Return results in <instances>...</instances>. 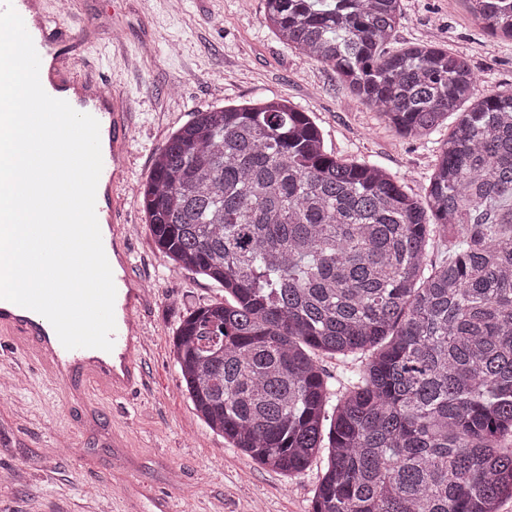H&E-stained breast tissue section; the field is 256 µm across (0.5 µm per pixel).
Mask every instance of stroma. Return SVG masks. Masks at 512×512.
Here are the masks:
<instances>
[{"instance_id": "obj_1", "label": "stroma", "mask_w": 512, "mask_h": 512, "mask_svg": "<svg viewBox=\"0 0 512 512\" xmlns=\"http://www.w3.org/2000/svg\"><path fill=\"white\" fill-rule=\"evenodd\" d=\"M66 42L86 69L128 102L131 185L124 220L133 271L150 288L143 310L146 373L112 398L54 385L22 343L0 342V512H312L322 468L296 477L229 445L197 415L181 382L174 339L186 313L223 300V288L158 250L138 194L156 153L195 113L283 98L311 112L328 151L378 164L424 197L448 136L405 138L338 81L288 49L264 21V0H70ZM388 45L447 46L467 58L481 93L512 89V45L484 34L465 0H402Z\"/></svg>"}]
</instances>
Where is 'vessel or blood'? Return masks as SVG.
I'll list each match as a JSON object with an SVG mask.
<instances>
[{
    "instance_id": "vessel-or-blood-1",
    "label": "vessel or blood",
    "mask_w": 512,
    "mask_h": 512,
    "mask_svg": "<svg viewBox=\"0 0 512 512\" xmlns=\"http://www.w3.org/2000/svg\"><path fill=\"white\" fill-rule=\"evenodd\" d=\"M37 2L12 0L40 56L43 89L49 94L76 90V111L92 115L100 124L103 168L96 191V215L99 223L108 225L112 233L107 259L116 287L114 347L109 352L95 348L66 349L59 338L50 337L46 318L6 300H0V336L18 337L47 368L54 383L70 387L93 384L111 395H121L137 388L144 376L140 357L145 296L141 280L133 273L124 226L118 220L129 182L128 114L125 105L115 104L112 93L98 79L80 73L76 59L61 51L59 32L71 28L72 18L58 12L52 19H45L38 13Z\"/></svg>"
}]
</instances>
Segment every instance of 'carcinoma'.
I'll return each mask as SVG.
<instances>
[{
	"label": "carcinoma",
	"mask_w": 512,
	"mask_h": 512,
	"mask_svg": "<svg viewBox=\"0 0 512 512\" xmlns=\"http://www.w3.org/2000/svg\"><path fill=\"white\" fill-rule=\"evenodd\" d=\"M468 2L512 42V0ZM402 18L401 0H264L288 48L399 134L457 115L424 198L269 98L196 113L142 205L159 250L228 295L175 339L212 430L288 475L325 458L312 512H497L512 496V92L477 95L445 47L387 50ZM320 355L365 363L333 391Z\"/></svg>",
	"instance_id": "carcinoma-1"
}]
</instances>
